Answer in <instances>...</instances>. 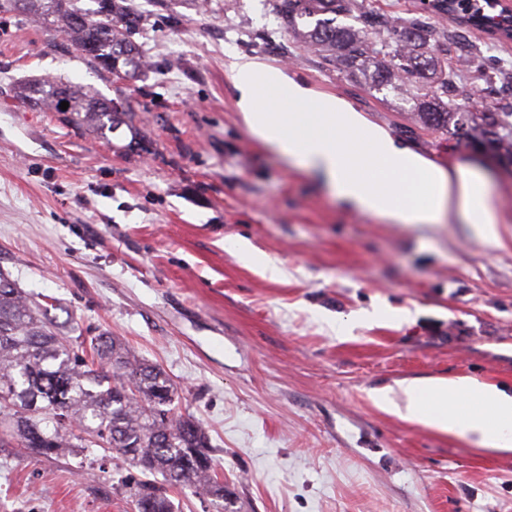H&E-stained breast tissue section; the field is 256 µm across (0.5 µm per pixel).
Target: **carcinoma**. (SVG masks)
I'll use <instances>...</instances> for the list:
<instances>
[{
  "mask_svg": "<svg viewBox=\"0 0 512 512\" xmlns=\"http://www.w3.org/2000/svg\"><path fill=\"white\" fill-rule=\"evenodd\" d=\"M87 12L76 0H0V12L18 7L51 20L96 69L119 77L144 65L133 39L142 14L121 0H97ZM352 0H279L278 19L297 33L328 64L355 65L374 89L412 94L419 124L477 142L512 167V111L470 112L455 102L454 76L468 70L471 57L446 70L436 53L446 36L428 19L449 17L464 30L482 24L489 0H427L424 16L402 25L390 15L370 12L361 23L375 31L402 29L395 42L369 41L360 31L336 24V15L352 10ZM492 72L486 93L512 71L487 57ZM432 81L409 89L425 73ZM34 103L61 111L68 121L103 136L131 125L133 112L123 100H107L61 80H34L23 87ZM53 301L34 299L0 272V447L23 448L40 457L70 448L90 452L117 450L119 457L146 476L131 493L134 512H175L166 491L148 476L160 475L170 487H190L224 512L228 493L199 420L179 410V395L159 367L126 350L114 337L64 336L50 311Z\"/></svg>",
  "mask_w": 512,
  "mask_h": 512,
  "instance_id": "obj_1",
  "label": "carcinoma"
}]
</instances>
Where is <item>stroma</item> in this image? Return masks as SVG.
I'll list each match as a JSON object with an SVG mask.
<instances>
[{"label": "stroma", "instance_id": "35a3bbf8", "mask_svg": "<svg viewBox=\"0 0 512 512\" xmlns=\"http://www.w3.org/2000/svg\"><path fill=\"white\" fill-rule=\"evenodd\" d=\"M146 20L147 64L118 80L30 15L0 13V271L54 297L76 333L119 337L161 366L209 438L228 512H512V452L479 448L379 409L403 380L469 378L512 389V172L454 135L414 124L408 103L296 43L279 0H127ZM451 36L450 57L512 40ZM287 66L414 151L482 172L501 220L490 250L467 224L410 227L345 209L246 130L228 52ZM63 79L132 97V128L103 139L17 98ZM482 63L457 101L483 96ZM134 150H127L129 141ZM244 237L284 270L244 266ZM375 305L409 310L345 333ZM138 469L100 448L44 458L0 447V512H133Z\"/></svg>", "mask_w": 512, "mask_h": 512}]
</instances>
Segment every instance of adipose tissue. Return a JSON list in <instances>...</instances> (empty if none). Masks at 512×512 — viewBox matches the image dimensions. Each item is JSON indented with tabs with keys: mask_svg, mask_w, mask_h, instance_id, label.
Masks as SVG:
<instances>
[{
	"mask_svg": "<svg viewBox=\"0 0 512 512\" xmlns=\"http://www.w3.org/2000/svg\"><path fill=\"white\" fill-rule=\"evenodd\" d=\"M226 69L248 132L318 176L344 206L388 224H472L486 245L500 246L495 200L481 174L434 163L285 68L232 53ZM371 398L402 420L512 452L505 389L463 378L411 380Z\"/></svg>",
	"mask_w": 512,
	"mask_h": 512,
	"instance_id": "ef3b65f1",
	"label": "adipose tissue"
}]
</instances>
